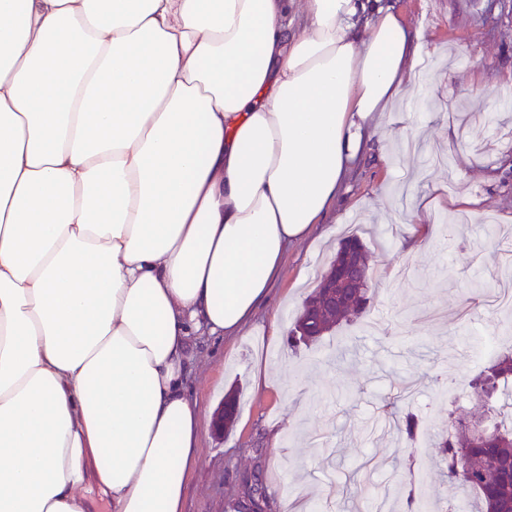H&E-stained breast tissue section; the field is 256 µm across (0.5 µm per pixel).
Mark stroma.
I'll return each instance as SVG.
<instances>
[{
	"label": "stroma",
	"mask_w": 512,
	"mask_h": 512,
	"mask_svg": "<svg viewBox=\"0 0 512 512\" xmlns=\"http://www.w3.org/2000/svg\"><path fill=\"white\" fill-rule=\"evenodd\" d=\"M392 2L433 67L417 72L416 94L364 150L316 227L322 240L288 250L246 335L193 337L189 397L212 416L233 392L240 408L228 433L202 434L185 512H227L241 476L256 468L273 512L288 500L309 512H368L383 500L402 512L411 477L430 505L473 512V496L448 485L434 444L448 425L443 386L484 368L491 337L512 336V314L481 300L512 244V0ZM410 127L423 129L422 143H404ZM462 196L472 200L467 221L447 231ZM424 199L432 235L404 253L408 214ZM351 232L367 244L369 308L317 342L289 347L296 314ZM261 365L275 383L258 391ZM408 407L427 423L416 451L401 445L392 419Z\"/></svg>",
	"instance_id": "35a3bbf8"
}]
</instances>
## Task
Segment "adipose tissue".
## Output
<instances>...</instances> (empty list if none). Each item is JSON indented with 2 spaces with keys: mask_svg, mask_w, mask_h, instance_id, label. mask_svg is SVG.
I'll use <instances>...</instances> for the list:
<instances>
[{
  "mask_svg": "<svg viewBox=\"0 0 512 512\" xmlns=\"http://www.w3.org/2000/svg\"><path fill=\"white\" fill-rule=\"evenodd\" d=\"M390 0H0V512H183L238 336L420 64Z\"/></svg>",
  "mask_w": 512,
  "mask_h": 512,
  "instance_id": "obj_1",
  "label": "adipose tissue"
}]
</instances>
